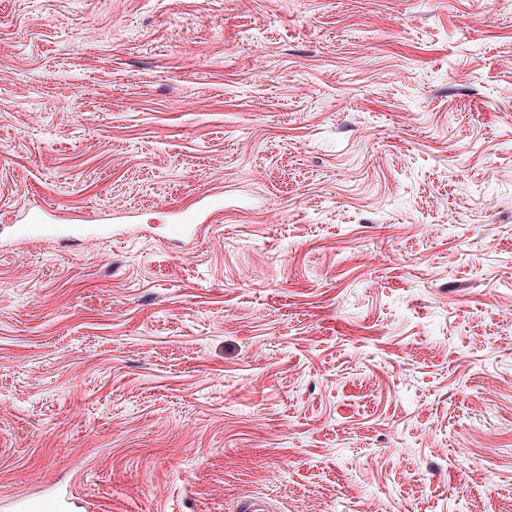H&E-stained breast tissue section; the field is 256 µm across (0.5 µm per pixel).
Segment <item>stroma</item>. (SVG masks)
<instances>
[{
  "mask_svg": "<svg viewBox=\"0 0 512 512\" xmlns=\"http://www.w3.org/2000/svg\"><path fill=\"white\" fill-rule=\"evenodd\" d=\"M47 488L512 512V0H0V503Z\"/></svg>",
  "mask_w": 512,
  "mask_h": 512,
  "instance_id": "stroma-1",
  "label": "stroma"
}]
</instances>
